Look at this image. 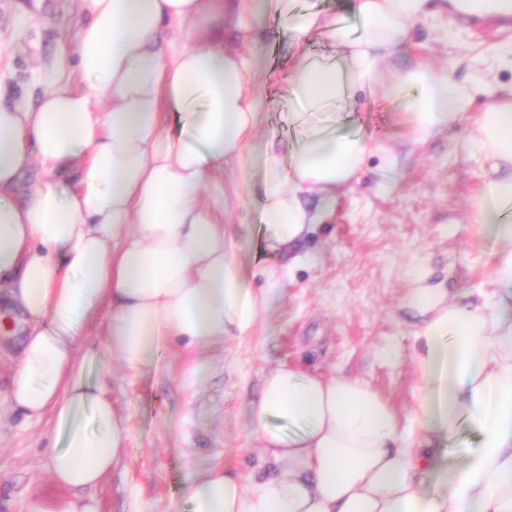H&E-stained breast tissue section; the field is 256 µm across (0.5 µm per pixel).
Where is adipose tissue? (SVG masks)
<instances>
[{
	"instance_id": "obj_1",
	"label": "adipose tissue",
	"mask_w": 512,
	"mask_h": 512,
	"mask_svg": "<svg viewBox=\"0 0 512 512\" xmlns=\"http://www.w3.org/2000/svg\"><path fill=\"white\" fill-rule=\"evenodd\" d=\"M430 0H356L360 37L296 0H238V27L275 11L305 35L329 30L342 48L323 65L298 47L291 97L314 112L355 100L375 84L411 86V134L421 141L469 109L451 73L419 67L388 80L389 61ZM77 67L84 91L58 66L33 111L0 105V314L24 326L10 396L25 417L53 415L65 446L50 460L54 482L95 488L129 439L104 389L83 380L77 337L58 320L105 303L106 344L127 369L155 365L172 343L203 348L246 334L263 299L248 287L224 239V189L215 177L234 163L248 202L276 240H296L314 217L301 196L356 179L375 145L308 127L286 159L274 142L253 143L261 87L243 55L224 49V0H81ZM174 130L163 131L167 113ZM468 151L507 174L475 204L477 233L507 246L495 271L496 300L462 305L437 289L411 301L429 319L413 362L408 430L359 378L325 377L279 365L251 407L252 430L270 472L245 485L210 468L188 487L192 512H512V100L483 112ZM43 177L23 186L29 166ZM77 173V190L55 179ZM296 425L293 433L284 424ZM478 436L459 464L447 463L461 428Z\"/></svg>"
}]
</instances>
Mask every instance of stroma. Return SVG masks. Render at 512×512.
Wrapping results in <instances>:
<instances>
[{
    "mask_svg": "<svg viewBox=\"0 0 512 512\" xmlns=\"http://www.w3.org/2000/svg\"><path fill=\"white\" fill-rule=\"evenodd\" d=\"M260 26L258 47L233 26L224 29L225 48L254 57L265 80L259 139L286 151L302 126L326 124L341 135L370 137L396 156L397 166L385 171L381 152L368 155L361 181L340 188L333 211L288 249L259 223L238 171L225 170L224 225L235 236L252 235V247L237 258L250 288L267 300L247 335L206 349L174 345L155 366L132 372L105 343L108 306L73 315L85 338V378L105 386L130 428L119 465L91 491L99 512H189L187 484L214 466L235 469L248 485L263 476L249 405L263 372L280 362L361 378L407 422L415 384L411 355L424 322L410 296L440 288L447 298L475 303L491 288L499 246L480 238L473 222L489 168L464 143L492 98L473 93L466 117L420 144L406 135L412 88L396 98L375 86L343 107L307 113L291 99L286 81L296 59L293 35L272 12ZM78 32L79 0H0V84L7 87L0 103L35 106L45 73L55 68L57 54L75 51ZM511 42L512 15L452 23L431 14L415 23L394 70H449L465 86L487 70L505 95L512 92V68L498 65L493 49ZM18 341L0 334V512H27L35 496L70 495L49 471L53 449L64 445L53 417L27 419L11 407ZM388 348L398 349V358L385 359Z\"/></svg>",
    "mask_w": 512,
    "mask_h": 512,
    "instance_id": "stroma-1",
    "label": "stroma"
}]
</instances>
